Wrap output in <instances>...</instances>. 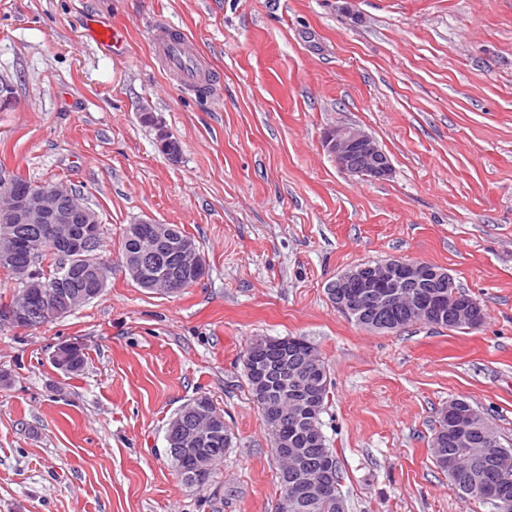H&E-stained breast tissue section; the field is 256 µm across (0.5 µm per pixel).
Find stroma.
Listing matches in <instances>:
<instances>
[{
	"label": "stroma",
	"instance_id": "1",
	"mask_svg": "<svg viewBox=\"0 0 512 512\" xmlns=\"http://www.w3.org/2000/svg\"><path fill=\"white\" fill-rule=\"evenodd\" d=\"M91 16L123 31L124 52L88 38ZM160 22L196 40L206 92L168 80ZM0 80V170L79 189L112 265L65 316L0 326V512H276L242 365L253 336H301L322 357L349 512H487L430 439L464 399L512 446V0H0ZM351 124L390 177L337 167L324 134ZM142 220L194 236L205 276L140 288L121 244ZM391 258L447 270L483 323L348 321L329 284ZM62 343L82 347L81 375L54 367ZM201 394L232 438L204 489L165 441Z\"/></svg>",
	"mask_w": 512,
	"mask_h": 512
}]
</instances>
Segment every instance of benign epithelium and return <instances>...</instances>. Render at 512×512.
<instances>
[{
    "label": "benign epithelium",
    "mask_w": 512,
    "mask_h": 512,
    "mask_svg": "<svg viewBox=\"0 0 512 512\" xmlns=\"http://www.w3.org/2000/svg\"><path fill=\"white\" fill-rule=\"evenodd\" d=\"M324 143L342 171L383 180L391 174L392 166L386 153L376 140L364 130L354 126H341L325 133ZM71 188L60 182L48 181L37 193L29 194L12 187L0 194V219L5 224H42L45 234L54 237L59 253L69 258H92L94 262L84 267L88 290L69 292L62 285L50 281L30 267L19 268L15 276L22 283L21 293L13 306L0 310V324L14 329L40 326L46 320H55L73 310L75 305L102 292L108 279L109 267L95 258L99 247L98 215L85 208L69 203ZM150 237L154 245L165 247L176 235L168 224H153ZM181 266L184 271L199 274L206 269L202 253L190 244H181ZM124 266L129 275L159 295L179 292L188 279L159 269L144 255L138 259L128 255ZM452 282L448 272L437 270L425 262L393 258L372 265L354 266L343 272L329 284L336 308L345 314L359 312L366 316L365 324L376 329H392L384 314L396 307H404L412 320L439 321L450 317L455 323L477 327L483 321L480 304L472 297L453 294L448 299V285ZM275 343L265 338L254 346L250 357L251 371L263 376L273 367V355L268 352ZM284 377L290 380L295 399L290 402L288 422L292 425L310 422L317 412V386L311 382L297 383L294 367L282 365ZM300 376L323 372L321 358L314 350L307 351L299 365ZM188 414L197 427L190 428L180 419L173 422L175 440L173 446L181 451L198 441V429L215 435L223 432L224 419L194 405ZM477 419L468 411L455 405L448 406V433L452 439L467 442L475 429ZM501 492L493 499V512H512V461L504 459L497 467ZM305 495L321 496L331 489V483L320 475L300 484L284 483L283 506H295L299 501V488Z\"/></svg>",
    "instance_id": "1"
}]
</instances>
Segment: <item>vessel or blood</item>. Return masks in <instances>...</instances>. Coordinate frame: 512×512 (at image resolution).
<instances>
[{
    "instance_id": "b4317fda",
    "label": "vessel or blood",
    "mask_w": 512,
    "mask_h": 512,
    "mask_svg": "<svg viewBox=\"0 0 512 512\" xmlns=\"http://www.w3.org/2000/svg\"><path fill=\"white\" fill-rule=\"evenodd\" d=\"M152 40L156 56L174 82L182 86H199L205 83L206 75L199 66L193 41L174 34L163 23L154 28Z\"/></svg>"
}]
</instances>
